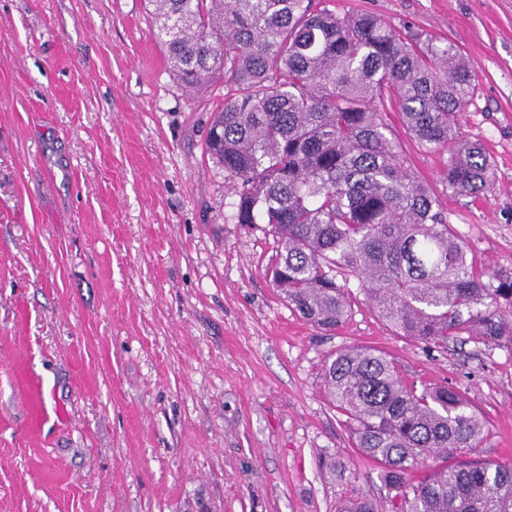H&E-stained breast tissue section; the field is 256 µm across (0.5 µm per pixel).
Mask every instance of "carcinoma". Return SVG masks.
<instances>
[{"label":"carcinoma","mask_w":512,"mask_h":512,"mask_svg":"<svg viewBox=\"0 0 512 512\" xmlns=\"http://www.w3.org/2000/svg\"><path fill=\"white\" fill-rule=\"evenodd\" d=\"M148 3L183 87H229L205 154L224 168L236 222L270 228L271 281L304 320L341 326L355 280L397 333L429 348L463 334L512 345V273L478 268L438 195L404 167L382 111L396 106L422 147L449 152L448 189L483 191L491 161L458 128L475 79L452 43L407 40L335 0ZM324 380L354 447L394 492L386 506L359 490L337 512H512V463L460 460L486 429L458 390L410 382L394 358L359 345L330 355Z\"/></svg>","instance_id":"cac0c4a2"}]
</instances>
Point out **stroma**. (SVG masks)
<instances>
[{"mask_svg":"<svg viewBox=\"0 0 512 512\" xmlns=\"http://www.w3.org/2000/svg\"><path fill=\"white\" fill-rule=\"evenodd\" d=\"M455 44L476 78L462 136L485 191L387 121L477 263L512 272V0H336ZM219 98L186 90L147 0H0V512H336L384 502L324 395L326 358L365 344L482 413L477 460L512 461V348L398 335L362 292L333 332L267 274V225L231 220L204 158ZM341 457L336 480L317 459Z\"/></svg>","mask_w":512,"mask_h":512,"instance_id":"35a3bbf8","label":"stroma"}]
</instances>
